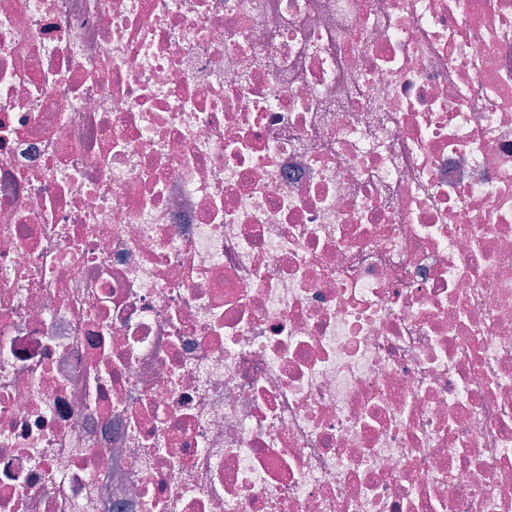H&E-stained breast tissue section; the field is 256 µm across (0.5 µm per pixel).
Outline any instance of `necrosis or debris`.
<instances>
[{"label":"necrosis or debris","mask_w":512,"mask_h":512,"mask_svg":"<svg viewBox=\"0 0 512 512\" xmlns=\"http://www.w3.org/2000/svg\"><path fill=\"white\" fill-rule=\"evenodd\" d=\"M0 512H512V0H0Z\"/></svg>","instance_id":"4bbe7bcc"}]
</instances>
